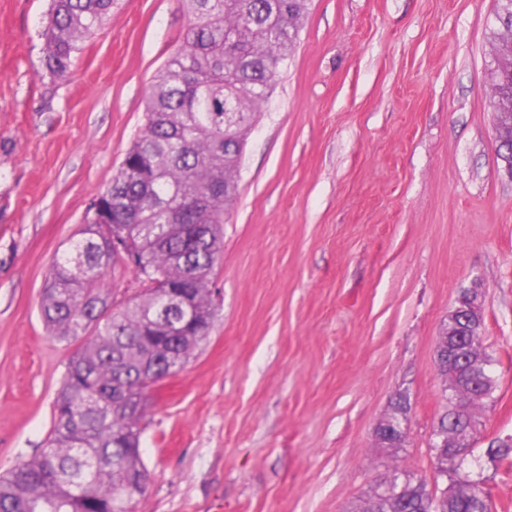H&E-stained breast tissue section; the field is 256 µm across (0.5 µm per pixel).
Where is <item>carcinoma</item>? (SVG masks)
<instances>
[{"label":"carcinoma","instance_id":"1","mask_svg":"<svg viewBox=\"0 0 512 512\" xmlns=\"http://www.w3.org/2000/svg\"><path fill=\"white\" fill-rule=\"evenodd\" d=\"M116 0H52L42 36L44 69L67 76L82 44L108 21ZM190 23L150 86L143 132L117 173L85 211L69 251L49 272L40 306L50 333L81 342L69 360L53 405L44 448L0 475V512H131L148 475L141 458L147 390L184 368L214 323L211 276L224 252V216L238 194L237 174L248 135L272 90L279 65L293 51L308 0H183ZM503 29L491 69L495 118L512 113V20ZM117 226L134 257L141 291L109 306L107 272L126 265L105 239ZM191 289L192 322L175 333L162 325L166 289ZM484 355L479 381L450 398L458 405L437 429L453 438L472 426L468 407L491 397L494 379L481 333L464 338ZM435 477L451 484L432 491L423 478L395 474L390 512H491L478 480L454 476L470 447L431 448Z\"/></svg>","mask_w":512,"mask_h":512}]
</instances>
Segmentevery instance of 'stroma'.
<instances>
[{"label": "stroma", "mask_w": 512, "mask_h": 512, "mask_svg": "<svg viewBox=\"0 0 512 512\" xmlns=\"http://www.w3.org/2000/svg\"><path fill=\"white\" fill-rule=\"evenodd\" d=\"M51 0H0V473L43 448L77 343L40 303L66 241L140 135L183 0H120L71 74L43 68ZM497 0H309L224 219L213 329L148 391L133 512H357L394 471L432 477L438 337L480 283L496 380L474 407L492 512H512V177L488 73ZM407 442L375 429L397 395Z\"/></svg>", "instance_id": "stroma-1"}]
</instances>
